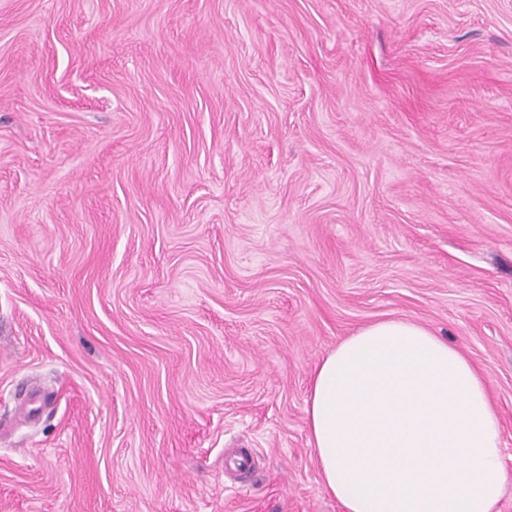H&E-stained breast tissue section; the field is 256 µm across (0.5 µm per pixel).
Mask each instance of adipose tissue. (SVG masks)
Instances as JSON below:
<instances>
[{
    "label": "adipose tissue",
    "mask_w": 512,
    "mask_h": 512,
    "mask_svg": "<svg viewBox=\"0 0 512 512\" xmlns=\"http://www.w3.org/2000/svg\"><path fill=\"white\" fill-rule=\"evenodd\" d=\"M305 413L342 512H498L507 480L485 376L405 319L345 337L315 366Z\"/></svg>",
    "instance_id": "obj_1"
}]
</instances>
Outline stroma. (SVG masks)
I'll return each instance as SVG.
<instances>
[{
	"label": "stroma",
	"instance_id": "35a3bbf8",
	"mask_svg": "<svg viewBox=\"0 0 512 512\" xmlns=\"http://www.w3.org/2000/svg\"><path fill=\"white\" fill-rule=\"evenodd\" d=\"M388 318L512 475V0H0V512H341L310 376Z\"/></svg>",
	"mask_w": 512,
	"mask_h": 512
}]
</instances>
